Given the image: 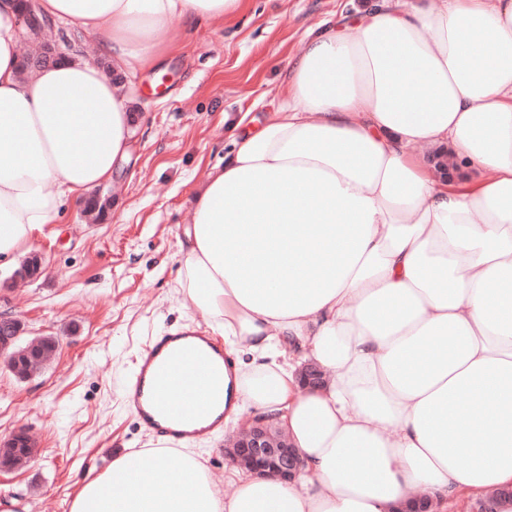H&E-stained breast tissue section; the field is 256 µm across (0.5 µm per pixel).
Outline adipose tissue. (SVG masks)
Segmentation results:
<instances>
[{
    "mask_svg": "<svg viewBox=\"0 0 512 512\" xmlns=\"http://www.w3.org/2000/svg\"><path fill=\"white\" fill-rule=\"evenodd\" d=\"M243 5L33 0L96 56L26 77L19 2L0 0V257L113 183L138 123L130 86L171 28ZM278 94L260 129L231 121L179 284L241 355L226 421H273L301 472L239 475L226 497L186 438L89 472L71 512H402L416 496L444 512L512 486V0H375L309 31ZM306 363L323 385L302 386Z\"/></svg>",
    "mask_w": 512,
    "mask_h": 512,
    "instance_id": "ef3b65f1",
    "label": "adipose tissue"
}]
</instances>
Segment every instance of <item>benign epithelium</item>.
<instances>
[{"mask_svg": "<svg viewBox=\"0 0 512 512\" xmlns=\"http://www.w3.org/2000/svg\"><path fill=\"white\" fill-rule=\"evenodd\" d=\"M59 59L56 47L46 43L37 58L24 59V63L35 70ZM40 254L33 252L22 263V272L13 274L16 279H32L44 273ZM23 333L21 319L0 312V357H8L11 372L20 380L30 378L47 358L54 353L58 342L53 337L36 339L26 345L19 343ZM300 379L304 386L312 388L324 383L321 369L307 364L301 369ZM35 444L25 429L19 428L11 435L0 439V471L10 472L34 454ZM225 457L235 466L259 476H273L290 481L299 473L300 458L287 436L279 430H271L264 418H257L230 441Z\"/></svg>", "mask_w": 512, "mask_h": 512, "instance_id": "7a95c632", "label": "benign epithelium"}]
</instances>
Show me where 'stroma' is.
<instances>
[{"instance_id":"stroma-1","label":"stroma","mask_w":512,"mask_h":512,"mask_svg":"<svg viewBox=\"0 0 512 512\" xmlns=\"http://www.w3.org/2000/svg\"><path fill=\"white\" fill-rule=\"evenodd\" d=\"M348 0H245L224 22L174 27L162 63L133 82L139 122L104 217L64 203L35 243L47 271L13 280L0 260V311L22 342L54 336L52 362L28 380L0 364V436L26 429L33 458L0 475L12 512H70L88 470L142 448L150 434L125 392L152 337L201 322L177 292L179 240L200 180L230 147L225 115L273 112L289 56Z\"/></svg>"}]
</instances>
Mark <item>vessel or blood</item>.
<instances>
[{
  "label": "vessel or blood",
  "instance_id": "vessel-or-blood-1",
  "mask_svg": "<svg viewBox=\"0 0 512 512\" xmlns=\"http://www.w3.org/2000/svg\"><path fill=\"white\" fill-rule=\"evenodd\" d=\"M232 360L213 337L194 327L155 337L140 355L128 404L149 432L175 439L224 428L210 389Z\"/></svg>",
  "mask_w": 512,
  "mask_h": 512
}]
</instances>
